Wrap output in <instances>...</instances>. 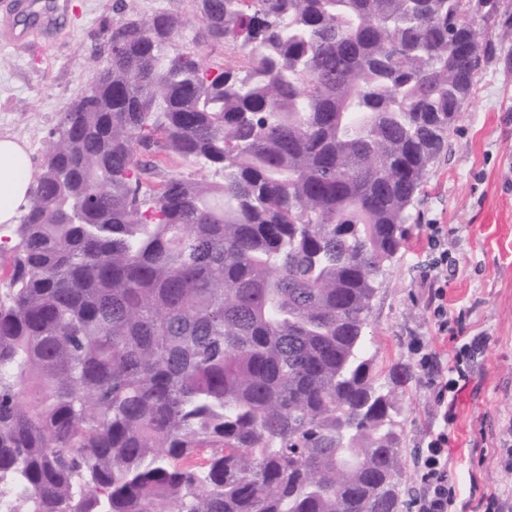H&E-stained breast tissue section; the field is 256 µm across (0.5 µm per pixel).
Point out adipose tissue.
Wrapping results in <instances>:
<instances>
[{"instance_id":"1","label":"adipose tissue","mask_w":512,"mask_h":512,"mask_svg":"<svg viewBox=\"0 0 512 512\" xmlns=\"http://www.w3.org/2000/svg\"><path fill=\"white\" fill-rule=\"evenodd\" d=\"M32 184V166L24 142L0 136V225L14 224Z\"/></svg>"}]
</instances>
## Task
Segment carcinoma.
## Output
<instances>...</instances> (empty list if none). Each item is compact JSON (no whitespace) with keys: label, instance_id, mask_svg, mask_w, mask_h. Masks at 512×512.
Returning a JSON list of instances; mask_svg holds the SVG:
<instances>
[{"label":"carcinoma","instance_id":"obj_1","mask_svg":"<svg viewBox=\"0 0 512 512\" xmlns=\"http://www.w3.org/2000/svg\"><path fill=\"white\" fill-rule=\"evenodd\" d=\"M112 26L0 235L11 512H401L365 329L503 0H196ZM179 156L208 172L170 174ZM135 3L140 13L164 11L183 19L185 28L181 36L170 44V54L194 51L212 67L224 63L238 64L239 56L224 43H213L206 38L195 0H138Z\"/></svg>","mask_w":512,"mask_h":512}]
</instances>
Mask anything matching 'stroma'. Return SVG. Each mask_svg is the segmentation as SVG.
<instances>
[{"label":"stroma","mask_w":512,"mask_h":512,"mask_svg":"<svg viewBox=\"0 0 512 512\" xmlns=\"http://www.w3.org/2000/svg\"><path fill=\"white\" fill-rule=\"evenodd\" d=\"M136 8L183 19L170 53L193 51L213 67L238 63L231 49L207 39L195 0H137ZM121 18L116 0H65L55 29L33 25L20 43L0 37V135L25 140L33 168L50 150L61 112L93 79L86 60L103 49ZM477 28L481 40L495 43L497 57L477 74L424 178L404 245L386 267L366 329L381 380L398 363L415 370L399 390L403 480L414 495L419 450L441 423L433 390L416 370L417 348L440 354L438 376L445 379L453 347L435 330L423 282L440 251L429 247L428 227L443 225L448 307L468 310L463 341L473 349L471 380L457 395V419L448 427L455 512H472L486 492L512 506V473L501 467L506 446H512V35L482 22Z\"/></svg>","instance_id":"35a3bbf8"}]
</instances>
